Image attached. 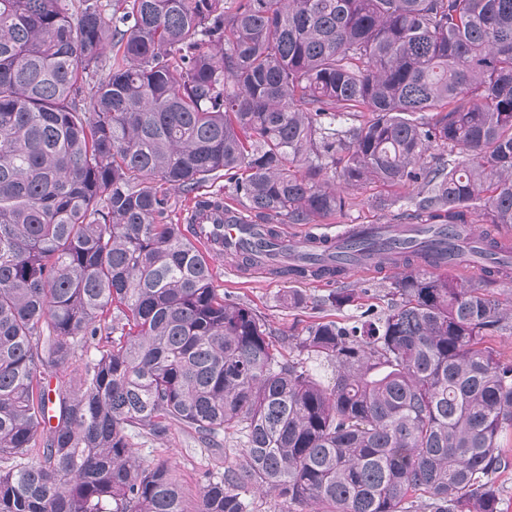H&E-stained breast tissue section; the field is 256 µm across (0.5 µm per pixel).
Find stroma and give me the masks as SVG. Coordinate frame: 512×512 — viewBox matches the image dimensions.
I'll list each match as a JSON object with an SVG mask.
<instances>
[{
    "mask_svg": "<svg viewBox=\"0 0 512 512\" xmlns=\"http://www.w3.org/2000/svg\"><path fill=\"white\" fill-rule=\"evenodd\" d=\"M404 194V189L377 184L345 190L344 210L323 220L320 229L333 234L343 224L396 223L398 209L393 201ZM381 198L388 200V207L378 206L377 201ZM211 266L218 291L264 316L280 339L301 335L309 324L316 321L343 322L357 314L359 309H382L387 303L390 283L397 274L395 268L387 265L372 272L354 271L348 276L347 282L359 293L357 305L340 310L331 306L315 309L310 301L328 294L331 285L326 281L313 279L293 285L269 273L240 270L234 258L224 255L212 258ZM292 285L307 297L306 305L291 308L284 304L283 296ZM132 443L135 455L143 466L153 465L161 459L168 461L171 474L181 487L186 505L190 508L194 507L206 477L223 473L225 463L235 461L240 453L238 445L229 438L224 440L221 447H204L193 431L180 425L172 426L159 439L144 433L133 434Z\"/></svg>",
    "mask_w": 512,
    "mask_h": 512,
    "instance_id": "obj_1",
    "label": "stroma"
}]
</instances>
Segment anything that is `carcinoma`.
<instances>
[{
	"label": "carcinoma",
	"instance_id": "obj_1",
	"mask_svg": "<svg viewBox=\"0 0 512 512\" xmlns=\"http://www.w3.org/2000/svg\"><path fill=\"white\" fill-rule=\"evenodd\" d=\"M120 2L0 0V512H188L167 461L130 443L172 425L241 447L195 512H249L248 488L308 512H503L512 362L486 338L512 329L495 296L511 262L465 286L413 240L363 238L362 265L397 251L390 302L310 324L287 358L218 292L193 228L160 218L167 190L226 178L267 227L241 230L250 267L275 225L344 209L331 174L417 187L398 219L447 225L455 259L470 225L512 228V0ZM69 368L77 389L41 385Z\"/></svg>",
	"mask_w": 512,
	"mask_h": 512
}]
</instances>
